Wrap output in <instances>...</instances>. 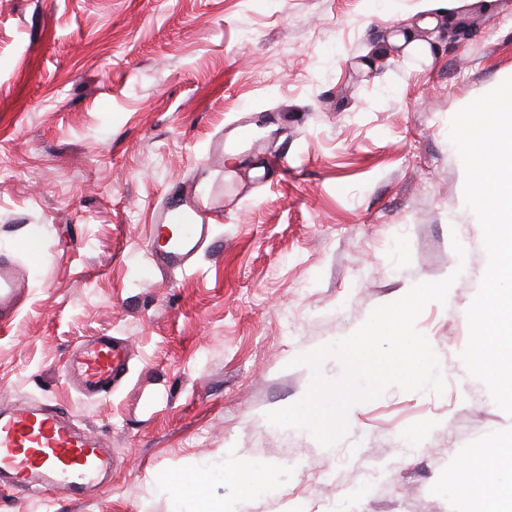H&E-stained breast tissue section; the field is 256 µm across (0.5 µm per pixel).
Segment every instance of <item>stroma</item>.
Instances as JSON below:
<instances>
[{"label":"stroma","instance_id":"stroma-1","mask_svg":"<svg viewBox=\"0 0 512 512\" xmlns=\"http://www.w3.org/2000/svg\"><path fill=\"white\" fill-rule=\"evenodd\" d=\"M421 7L0 0V252L28 271L0 326V408H63L112 451L89 494L8 488L0 512H480L447 476L512 439V416L460 358L487 255L449 126L512 77V0H467L463 34L438 0L423 63L392 42ZM243 120L216 246L159 272L154 206L214 189V146ZM449 276L416 321L442 394L357 402L330 447L268 421L311 386L300 356ZM104 333L129 345L128 376L87 397L66 360ZM231 463L258 472L251 496L225 485ZM195 472L205 492L175 497L167 476Z\"/></svg>","mask_w":512,"mask_h":512}]
</instances>
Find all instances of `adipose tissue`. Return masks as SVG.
<instances>
[{"instance_id": "adipose-tissue-1", "label": "adipose tissue", "mask_w": 512, "mask_h": 512, "mask_svg": "<svg viewBox=\"0 0 512 512\" xmlns=\"http://www.w3.org/2000/svg\"><path fill=\"white\" fill-rule=\"evenodd\" d=\"M448 484L463 497L479 491L487 512H496L498 500L512 499V445H500L495 457L473 458L462 477Z\"/></svg>"}]
</instances>
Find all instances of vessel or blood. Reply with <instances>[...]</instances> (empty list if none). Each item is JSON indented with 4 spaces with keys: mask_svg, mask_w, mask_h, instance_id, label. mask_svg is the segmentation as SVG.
<instances>
[{
    "mask_svg": "<svg viewBox=\"0 0 512 512\" xmlns=\"http://www.w3.org/2000/svg\"><path fill=\"white\" fill-rule=\"evenodd\" d=\"M217 217L209 199L183 197L164 200L155 208L153 237L163 235L166 225L181 223L179 239L152 250L156 268L178 270L204 250L213 235ZM26 286V271L12 257L0 254V325L10 323L17 298ZM130 348L112 337L94 336L73 350L66 369L81 392L110 393L128 369ZM104 441L81 432L58 412L40 406L0 411V474L21 489H52L78 496L110 467Z\"/></svg>",
    "mask_w": 512,
    "mask_h": 512,
    "instance_id": "obj_1",
    "label": "vessel or blood"
}]
</instances>
